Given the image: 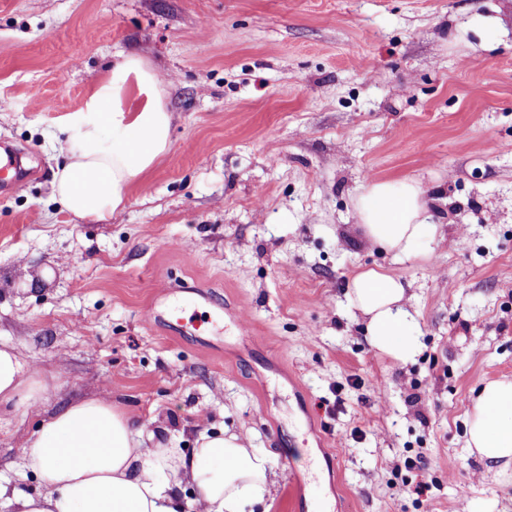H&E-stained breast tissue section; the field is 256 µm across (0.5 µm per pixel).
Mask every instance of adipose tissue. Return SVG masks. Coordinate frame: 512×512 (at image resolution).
<instances>
[{
	"instance_id": "ef3b65f1",
	"label": "adipose tissue",
	"mask_w": 512,
	"mask_h": 512,
	"mask_svg": "<svg viewBox=\"0 0 512 512\" xmlns=\"http://www.w3.org/2000/svg\"><path fill=\"white\" fill-rule=\"evenodd\" d=\"M170 123L158 73L141 56H125L60 124L64 161L53 174L54 200L79 219L112 216L169 150ZM355 208L364 239L400 259L438 232L412 180L374 182ZM349 300L376 351L397 363L415 358L417 313L400 278L359 272ZM47 389L15 348L0 346V403L16 401L41 416L24 442L41 489L32 494L0 482V504L10 512H178L177 497L189 488L197 512H248L275 483L269 458L248 435L205 430L186 452L145 433L106 394L42 411ZM465 426L470 452L488 466L512 468V379L486 383Z\"/></svg>"
}]
</instances>
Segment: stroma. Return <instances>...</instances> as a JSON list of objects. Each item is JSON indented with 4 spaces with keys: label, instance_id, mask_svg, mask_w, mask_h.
Masks as SVG:
<instances>
[{
    "label": "stroma",
    "instance_id": "1",
    "mask_svg": "<svg viewBox=\"0 0 512 512\" xmlns=\"http://www.w3.org/2000/svg\"><path fill=\"white\" fill-rule=\"evenodd\" d=\"M132 53L163 79L170 149L124 209L75 218L52 198L59 124ZM1 100L32 175L0 194V343L45 411L107 393L174 448L249 433L270 512H512V472L465 446L484 382L512 378V0H0ZM406 178L443 236L401 261L355 200ZM376 267L409 285L411 362L349 303ZM164 282L251 339L147 326ZM39 423L0 403V478L31 493Z\"/></svg>",
    "mask_w": 512,
    "mask_h": 512
}]
</instances>
